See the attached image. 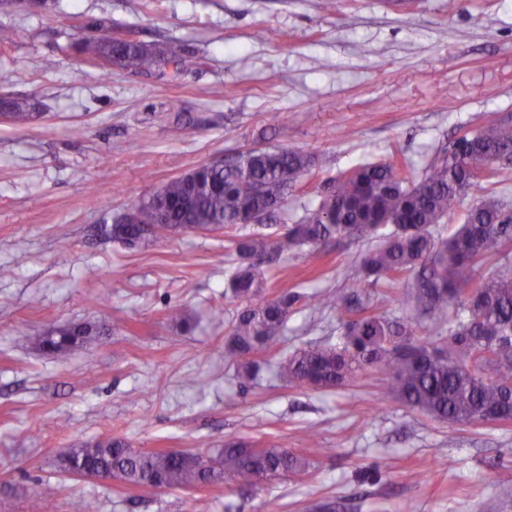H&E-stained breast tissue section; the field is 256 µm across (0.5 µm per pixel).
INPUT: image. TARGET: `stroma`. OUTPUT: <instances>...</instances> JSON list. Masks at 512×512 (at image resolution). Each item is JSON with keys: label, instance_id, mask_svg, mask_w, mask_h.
Returning a JSON list of instances; mask_svg holds the SVG:
<instances>
[{"label": "stroma", "instance_id": "stroma-1", "mask_svg": "<svg viewBox=\"0 0 512 512\" xmlns=\"http://www.w3.org/2000/svg\"><path fill=\"white\" fill-rule=\"evenodd\" d=\"M56 0L0 7L15 39L0 54V98L30 122H0V512H512V422L451 424L391 396L381 372L332 390L262 371L240 387L224 361L240 262L223 231L169 233L128 247L110 227L142 197L202 163L252 150L311 154V171L273 217L284 231L345 170L397 161L422 178L461 132L512 118V0ZM90 18L114 34L194 52L181 73L101 68L71 52ZM277 78H270V71ZM363 241H332L256 266L267 295L309 294L268 351L278 360L338 343L337 312L312 294L350 288ZM388 315L432 328L402 303L405 280L373 285ZM181 308L185 332L168 318ZM103 325L66 356L40 336ZM313 442H306V435ZM230 437L275 441L308 461L256 489L155 490L77 478L66 449L131 447L213 454Z\"/></svg>", "mask_w": 512, "mask_h": 512}]
</instances>
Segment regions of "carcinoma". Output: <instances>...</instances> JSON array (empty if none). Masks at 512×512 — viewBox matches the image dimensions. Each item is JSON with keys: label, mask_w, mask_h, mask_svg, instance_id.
Here are the masks:
<instances>
[{"label": "carcinoma", "mask_w": 512, "mask_h": 512, "mask_svg": "<svg viewBox=\"0 0 512 512\" xmlns=\"http://www.w3.org/2000/svg\"><path fill=\"white\" fill-rule=\"evenodd\" d=\"M93 34L70 45L90 61L118 60L128 69L149 71L171 52L140 41H118L104 33L105 23L88 24ZM10 122L29 119L26 105L0 100ZM512 152V121L494 122L456 140L448 153L418 182L392 163H366L336 178V210L315 209L282 233L236 235L230 239L241 262L227 279L225 293L247 302L227 329L224 353L238 359L239 376L251 380L248 356L264 352L281 334L303 295L283 289L263 297L267 278L249 259L261 253L286 255L302 247L318 259L322 245L336 240L373 243L359 260V279L394 281L419 271L408 298L433 326L432 340L414 335L412 325L377 310L370 293L350 288L317 296L324 308L341 315V342L299 349L276 362V375L290 384L335 389L371 370L388 379V391L422 412L450 423L480 422L483 412L512 420V270L485 275L484 264L497 247L512 240V223L495 200L470 207L449 237L434 235L470 189L471 174L494 166L492 158ZM313 159L303 151H249L228 162L199 168L202 184L177 177L161 188L164 208L153 196L133 205L139 223L112 225V238L135 246L191 226L228 234L282 207L288 188L310 171ZM394 230L382 234L387 225ZM91 324H70L41 337L47 354L63 356L93 341ZM64 462L74 470L93 469L105 478L133 486L194 487L234 481L254 486L264 480L303 473L307 460L278 443L259 447L229 439L216 455L159 449L146 453L120 439L70 448Z\"/></svg>", "instance_id": "1"}]
</instances>
